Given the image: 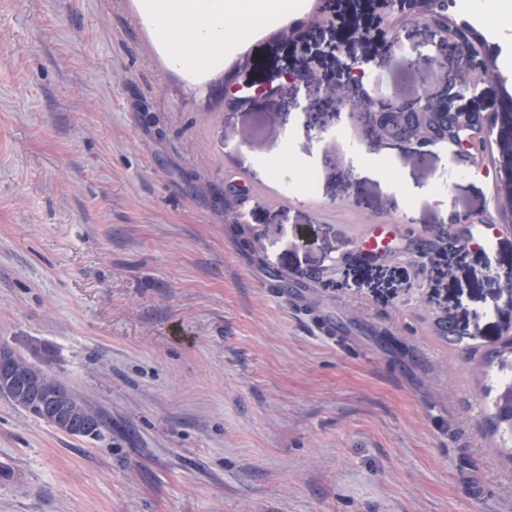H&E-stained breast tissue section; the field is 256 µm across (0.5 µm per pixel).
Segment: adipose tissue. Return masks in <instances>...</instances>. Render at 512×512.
<instances>
[{
	"label": "adipose tissue",
	"instance_id": "adipose-tissue-1",
	"mask_svg": "<svg viewBox=\"0 0 512 512\" xmlns=\"http://www.w3.org/2000/svg\"><path fill=\"white\" fill-rule=\"evenodd\" d=\"M142 10L166 40L169 58L185 72L203 70L213 57L235 50L231 25L269 22L277 16L273 10L248 8L235 13L225 0H144Z\"/></svg>",
	"mask_w": 512,
	"mask_h": 512
}]
</instances>
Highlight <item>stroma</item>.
<instances>
[{
	"instance_id": "1",
	"label": "stroma",
	"mask_w": 512,
	"mask_h": 512,
	"mask_svg": "<svg viewBox=\"0 0 512 512\" xmlns=\"http://www.w3.org/2000/svg\"><path fill=\"white\" fill-rule=\"evenodd\" d=\"M141 4L0 0V345L103 419L70 436L0 397V512H512L464 349L430 331L449 316L480 346L512 333L498 278L512 231L424 259L342 260L358 225L404 212L383 178L356 174L361 153L423 188L411 238L502 220L512 160L489 140L422 163L283 114L292 100L320 110L350 55L369 60L372 97L435 90L406 68L430 32L391 41L396 12L337 0L335 16L300 20L301 45L252 41L235 84L302 75L277 106L228 112L208 76L170 64ZM284 146L309 186L266 174ZM273 273L311 284L353 350L267 287Z\"/></svg>"
}]
</instances>
